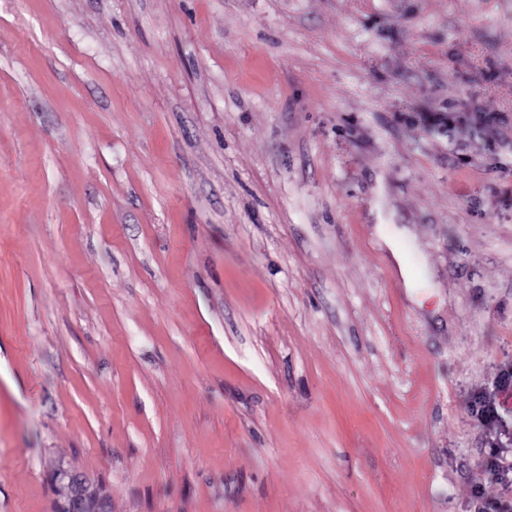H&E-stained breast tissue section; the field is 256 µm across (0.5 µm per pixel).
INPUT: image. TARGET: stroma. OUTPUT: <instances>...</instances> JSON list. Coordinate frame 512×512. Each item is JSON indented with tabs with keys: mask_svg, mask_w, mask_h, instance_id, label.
Listing matches in <instances>:
<instances>
[{
	"mask_svg": "<svg viewBox=\"0 0 512 512\" xmlns=\"http://www.w3.org/2000/svg\"><path fill=\"white\" fill-rule=\"evenodd\" d=\"M510 431L512 0H0V512H470ZM52 477L65 489L63 501L56 505L55 512H87L91 498L96 499L97 512H109L107 497L75 468L59 462Z\"/></svg>",
	"mask_w": 512,
	"mask_h": 512,
	"instance_id": "obj_1",
	"label": "stroma"
}]
</instances>
